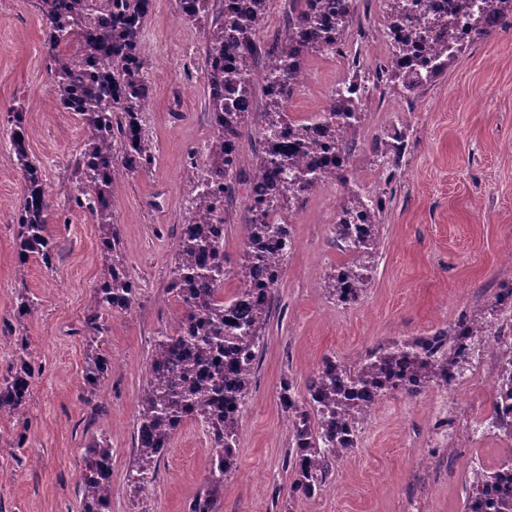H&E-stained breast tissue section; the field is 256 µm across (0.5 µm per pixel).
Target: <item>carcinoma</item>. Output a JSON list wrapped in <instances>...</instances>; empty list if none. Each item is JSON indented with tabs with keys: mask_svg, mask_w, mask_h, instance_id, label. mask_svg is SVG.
Returning <instances> with one entry per match:
<instances>
[{
	"mask_svg": "<svg viewBox=\"0 0 512 512\" xmlns=\"http://www.w3.org/2000/svg\"><path fill=\"white\" fill-rule=\"evenodd\" d=\"M41 2L42 25L53 43L73 40L77 44L73 53L54 54L49 93L60 108L78 113L87 129L74 161L75 184L69 202L72 209L89 214L102 226L101 248L110 257L108 274L95 288V310L85 319L86 330L96 337L107 330L106 316L131 308L140 294L137 280L117 258L121 236L114 215L113 186L122 175L148 170L155 161L142 124L151 86L141 38L151 0H94L92 5L89 0ZM271 2L231 0L226 8L224 0H176L180 19L210 18L201 60L212 134L202 169L195 167L194 159L188 161L194 172L192 205L187 223L181 227L168 284L180 315L174 329L159 336L154 345L134 423V448L136 482L145 487L154 481L153 465L167 452L175 433L190 421L203 426L211 456L204 487L190 500L188 512H218L224 477L234 461L238 405L250 385L276 293L271 287L262 303L241 302L253 292L249 285L262 271L260 255L246 246L232 271L233 297L224 298L227 260L224 236L217 227L226 224L225 211L233 206L237 176L243 169L225 147L232 144L239 149L244 138L256 137L263 143V151L255 160L269 163L262 199L255 198L256 186H251L248 215L243 221L253 242L284 240L291 234V225L272 223L269 211L280 215L286 209L291 214L319 181L347 180L343 167L321 173L320 144L307 135L301 120L286 112L293 88L277 93L269 84L298 76L310 55L339 49L358 0H288L284 33L264 44L259 33ZM383 3L387 27L396 28L408 18L402 0ZM479 10L476 0H448L446 11L416 17L394 42L383 69L384 83L400 84L408 100L435 81L465 46L457 37L458 27L473 29L479 39L491 33L485 19L476 16ZM259 60L265 123L249 132L244 117L251 110L254 64ZM325 108L329 115L323 136L337 147L338 156L349 159L354 151L353 132L362 117V100L338 91ZM28 138L23 112L18 111L9 134L24 185L17 209V223L22 227L18 258L23 263L37 258L48 267L53 264L54 247L46 226L54 205L41 167L29 154ZM404 147L400 133L381 143L380 155L398 158ZM214 182L224 185V207L219 210L204 203ZM385 204L382 193L359 197L338 216L336 243L349 255L345 266L351 282L347 290L340 287L338 274L331 276L329 289L340 302H353L366 289L381 245ZM367 210L368 233L352 237L349 225ZM459 321L483 323L498 336L512 334V324L501 325L500 311L493 304L480 318L463 314ZM322 364L324 368L305 387V392L316 397L303 399L290 417L292 451L286 466L292 491L305 498L312 497L313 486L329 480L336 460L351 452L335 447L333 433L336 419L343 417L354 424L363 418V409L349 396L350 386L415 397L434 381L448 382L450 371L463 374L470 368L471 357L450 349L447 361L428 367L420 353L401 350L390 342L356 366L334 363L328 356ZM401 365L418 374L419 385L404 390L396 384L382 388L380 377ZM110 369V362L95 349L87 351L84 402H92ZM30 384L31 368L23 361L16 372L0 380V413L22 417ZM471 473L469 496L474 500L500 477L482 467ZM81 491L82 512H112V448L104 437H95L87 445Z\"/></svg>",
	"mask_w": 512,
	"mask_h": 512,
	"instance_id": "carcinoma-1",
	"label": "carcinoma"
}]
</instances>
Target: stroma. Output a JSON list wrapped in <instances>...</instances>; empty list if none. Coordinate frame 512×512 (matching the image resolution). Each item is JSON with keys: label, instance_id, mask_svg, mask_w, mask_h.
<instances>
[{"label": "stroma", "instance_id": "stroma-1", "mask_svg": "<svg viewBox=\"0 0 512 512\" xmlns=\"http://www.w3.org/2000/svg\"><path fill=\"white\" fill-rule=\"evenodd\" d=\"M383 25L379 0H362L346 27L345 50L357 47L363 59L384 61L388 41L358 42ZM202 39L198 24L180 20L175 0H152L142 31L152 88L143 125L156 160L113 187L123 262L144 287L92 342L83 320L107 259L100 225L69 205L72 163L86 131L80 115L63 111L49 93L54 50L41 0H0V378L15 371L22 350L33 372L23 418L0 414V512H81L86 445L101 435L112 446V512H186L204 484L210 445L198 423L174 435L155 481L142 489L134 483L133 448L155 338L177 317L167 286L188 218L187 154L201 150L211 133L201 60L187 70L174 66L186 41ZM308 69L316 79L289 102L294 118L320 109L354 77L336 54L312 55ZM17 107L54 201L50 267L17 258L23 187L8 141ZM363 112L353 180L325 184L296 213L297 249L276 290L218 512H459L461 474L416 466L431 453L425 440L434 425L432 392L387 396L361 447L337 463L320 496L307 499L293 494L285 469L291 428L279 389L286 378L305 388L324 357L355 365L389 337L425 336L460 313L480 314L497 288L512 283V18L491 38L467 45L413 100L387 85ZM400 132L407 150L396 180L385 186L374 177V143ZM382 190L390 197L382 255L362 299L337 305L326 282L343 256L328 226L356 197ZM24 297L36 303L26 316L18 312ZM91 346L112 365L97 413L80 399Z\"/></svg>", "mask_w": 512, "mask_h": 512}]
</instances>
